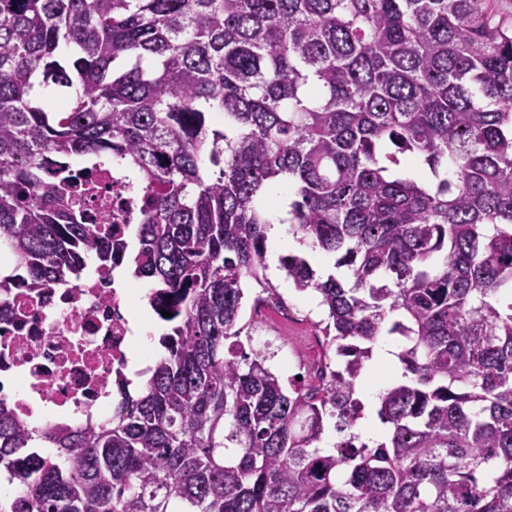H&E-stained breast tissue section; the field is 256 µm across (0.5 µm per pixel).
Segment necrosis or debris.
Instances as JSON below:
<instances>
[{
	"label": "necrosis or debris",
	"mask_w": 512,
	"mask_h": 512,
	"mask_svg": "<svg viewBox=\"0 0 512 512\" xmlns=\"http://www.w3.org/2000/svg\"><path fill=\"white\" fill-rule=\"evenodd\" d=\"M93 207L112 211L128 238L138 215L123 176L102 174ZM0 304V401L29 428L105 422L113 387L128 367L134 315L130 290L111 272L82 267L46 288H8Z\"/></svg>",
	"instance_id": "obj_1"
}]
</instances>
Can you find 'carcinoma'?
<instances>
[{"label": "carcinoma", "instance_id": "1", "mask_svg": "<svg viewBox=\"0 0 512 512\" xmlns=\"http://www.w3.org/2000/svg\"><path fill=\"white\" fill-rule=\"evenodd\" d=\"M490 2L0 0V289L130 262L171 301L107 423L32 432L0 403V473L43 512H512V25ZM76 167L128 177L133 258ZM276 186L334 258L282 259L343 359L313 390L239 341L243 282L277 295ZM382 337L404 382L366 441ZM389 377V371L385 369L373 370L365 385H362L361 399L364 404V416L367 410L376 403L373 400V392L379 391L381 387L386 386Z\"/></svg>", "mask_w": 512, "mask_h": 512}]
</instances>
